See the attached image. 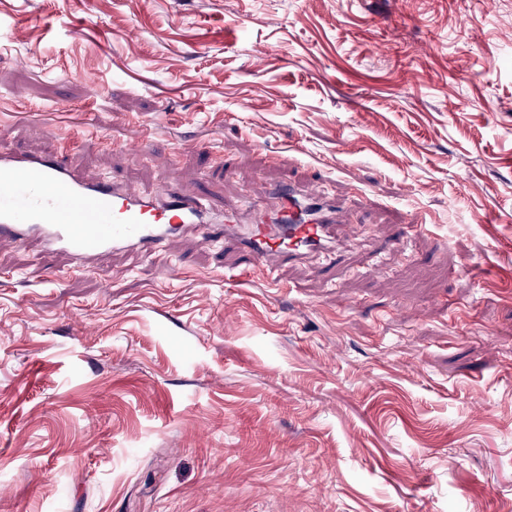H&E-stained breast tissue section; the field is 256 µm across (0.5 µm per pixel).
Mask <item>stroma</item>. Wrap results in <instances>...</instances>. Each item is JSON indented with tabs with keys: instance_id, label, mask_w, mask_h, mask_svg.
<instances>
[{
	"instance_id": "1",
	"label": "stroma",
	"mask_w": 512,
	"mask_h": 512,
	"mask_svg": "<svg viewBox=\"0 0 512 512\" xmlns=\"http://www.w3.org/2000/svg\"><path fill=\"white\" fill-rule=\"evenodd\" d=\"M0 152L360 239L0 244V512H512V0H0Z\"/></svg>"
}]
</instances>
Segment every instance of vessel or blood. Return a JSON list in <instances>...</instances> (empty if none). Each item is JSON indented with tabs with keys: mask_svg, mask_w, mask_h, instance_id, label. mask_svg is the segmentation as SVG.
Wrapping results in <instances>:
<instances>
[{
	"mask_svg": "<svg viewBox=\"0 0 512 512\" xmlns=\"http://www.w3.org/2000/svg\"><path fill=\"white\" fill-rule=\"evenodd\" d=\"M269 195L274 208L244 213L194 193L151 196L104 178L83 180L51 156L1 154L0 241L36 237L84 268L111 250L153 253L193 230L238 248L268 281L280 262L329 257L356 245L342 226L339 203L321 189L276 185Z\"/></svg>",
	"mask_w": 512,
	"mask_h": 512,
	"instance_id": "vessel-or-blood-1",
	"label": "vessel or blood"
}]
</instances>
